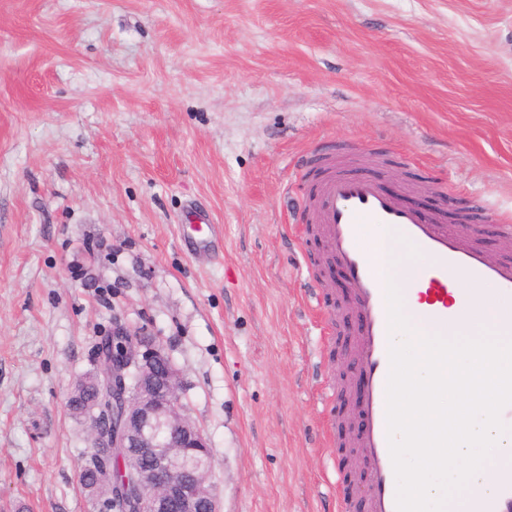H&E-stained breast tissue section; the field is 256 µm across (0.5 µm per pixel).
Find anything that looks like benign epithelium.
Masks as SVG:
<instances>
[{"label":"benign epithelium","instance_id":"7a95c632","mask_svg":"<svg viewBox=\"0 0 512 512\" xmlns=\"http://www.w3.org/2000/svg\"><path fill=\"white\" fill-rule=\"evenodd\" d=\"M98 360L108 407L89 417L90 444L112 449L122 474L98 463V512H218L213 453L184 413L182 374L163 347L146 328L118 322Z\"/></svg>","mask_w":512,"mask_h":512}]
</instances>
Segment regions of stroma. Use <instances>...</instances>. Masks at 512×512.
I'll list each match as a JSON object with an SVG mask.
<instances>
[{
    "label": "stroma",
    "instance_id": "1",
    "mask_svg": "<svg viewBox=\"0 0 512 512\" xmlns=\"http://www.w3.org/2000/svg\"><path fill=\"white\" fill-rule=\"evenodd\" d=\"M324 153L512 258V0H0V512H96L68 398L117 322L180 370L220 512H339ZM199 222L188 219L183 228H189L191 233L184 236V241L189 249L196 255L206 256L219 249L220 236L217 224H209V219L199 214ZM197 223V224H196ZM204 226L207 230L204 229Z\"/></svg>",
    "mask_w": 512,
    "mask_h": 512
}]
</instances>
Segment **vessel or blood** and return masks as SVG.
<instances>
[{"instance_id": "vessel-or-blood-1", "label": "vessel or blood", "mask_w": 512, "mask_h": 512, "mask_svg": "<svg viewBox=\"0 0 512 512\" xmlns=\"http://www.w3.org/2000/svg\"><path fill=\"white\" fill-rule=\"evenodd\" d=\"M313 166L318 174L309 206L322 226L330 255L338 257L348 274L360 317L357 360L363 378L362 429L356 445L365 467L367 510L397 512L386 417L388 302L377 264L364 244L363 227L387 229L415 250L418 262L407 276L406 292L416 296L430 328L443 336L470 307L469 297L455 288L460 272L492 289L503 304L496 327L512 332V259H490L477 232H461L440 217H421L384 192L373 178L338 170L333 155L317 156ZM186 226L184 241L194 254L206 256L218 250V227L208 218L187 220ZM467 512H512V467L500 470L491 495L471 496Z\"/></svg>"}]
</instances>
